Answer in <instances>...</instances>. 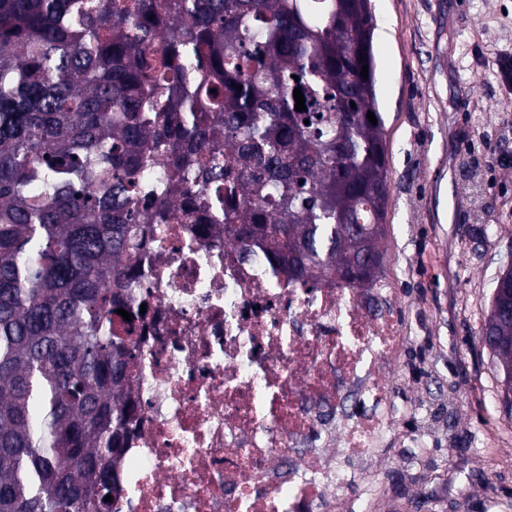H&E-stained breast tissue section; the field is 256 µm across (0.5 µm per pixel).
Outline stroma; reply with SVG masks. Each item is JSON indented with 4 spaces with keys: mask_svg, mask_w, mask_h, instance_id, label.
Wrapping results in <instances>:
<instances>
[{
    "mask_svg": "<svg viewBox=\"0 0 512 512\" xmlns=\"http://www.w3.org/2000/svg\"><path fill=\"white\" fill-rule=\"evenodd\" d=\"M389 161L385 272L410 332L394 386L417 405L373 471L383 512H512V407L480 341L512 258V0H370ZM423 437L418 456L404 435ZM468 482H433L448 465Z\"/></svg>",
    "mask_w": 512,
    "mask_h": 512,
    "instance_id": "stroma-1",
    "label": "stroma"
}]
</instances>
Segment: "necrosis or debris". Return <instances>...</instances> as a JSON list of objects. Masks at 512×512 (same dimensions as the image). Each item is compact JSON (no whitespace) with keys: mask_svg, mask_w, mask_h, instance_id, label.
<instances>
[{"mask_svg":"<svg viewBox=\"0 0 512 512\" xmlns=\"http://www.w3.org/2000/svg\"><path fill=\"white\" fill-rule=\"evenodd\" d=\"M136 270L114 512H336L410 410L387 282L291 280L176 208Z\"/></svg>","mask_w":512,"mask_h":512,"instance_id":"4bbe7bcc","label":"necrosis or debris"}]
</instances>
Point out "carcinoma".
Returning <instances> with one entry per match:
<instances>
[{"label": "carcinoma", "instance_id": "carcinoma-1", "mask_svg": "<svg viewBox=\"0 0 512 512\" xmlns=\"http://www.w3.org/2000/svg\"><path fill=\"white\" fill-rule=\"evenodd\" d=\"M373 30L369 0H0V512H112L131 258L168 209L300 281L384 272ZM488 333L512 371V317Z\"/></svg>", "mask_w": 512, "mask_h": 512}]
</instances>
